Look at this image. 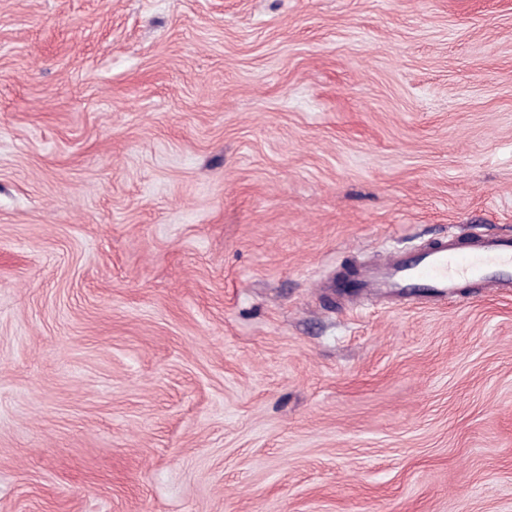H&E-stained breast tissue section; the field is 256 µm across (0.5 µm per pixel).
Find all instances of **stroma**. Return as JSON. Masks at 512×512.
I'll return each instance as SVG.
<instances>
[{
    "instance_id": "35a3bbf8",
    "label": "stroma",
    "mask_w": 512,
    "mask_h": 512,
    "mask_svg": "<svg viewBox=\"0 0 512 512\" xmlns=\"http://www.w3.org/2000/svg\"><path fill=\"white\" fill-rule=\"evenodd\" d=\"M512 0H0V512H512ZM469 277L477 288L507 292L512 288V238L448 232L430 244L417 259L392 253L384 262L356 270L353 298L382 301L426 292L431 301L459 296L460 279ZM512 291V289H511Z\"/></svg>"
}]
</instances>
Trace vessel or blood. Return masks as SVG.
I'll return each mask as SVG.
<instances>
[{
    "label": "vessel or blood",
    "mask_w": 512,
    "mask_h": 512,
    "mask_svg": "<svg viewBox=\"0 0 512 512\" xmlns=\"http://www.w3.org/2000/svg\"><path fill=\"white\" fill-rule=\"evenodd\" d=\"M464 277L491 292L512 290V238L452 232L418 258L393 253L384 262L360 267L352 289L363 301L402 299L420 292L437 301L457 295Z\"/></svg>",
    "instance_id": "obj_1"
}]
</instances>
